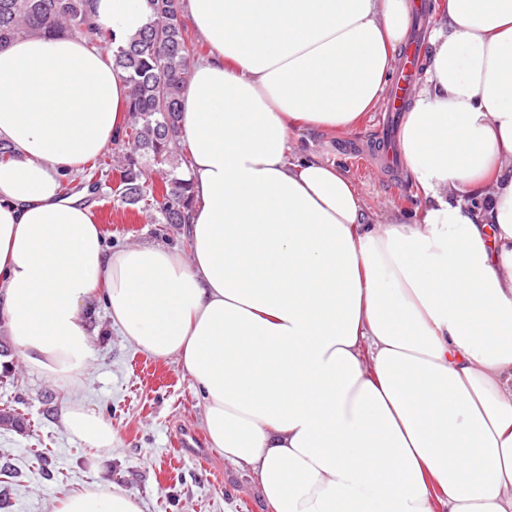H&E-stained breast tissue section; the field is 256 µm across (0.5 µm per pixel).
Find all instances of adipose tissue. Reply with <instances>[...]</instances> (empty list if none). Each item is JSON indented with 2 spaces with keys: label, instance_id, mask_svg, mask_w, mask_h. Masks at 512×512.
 Wrapping results in <instances>:
<instances>
[{
  "label": "adipose tissue",
  "instance_id": "adipose-tissue-1",
  "mask_svg": "<svg viewBox=\"0 0 512 512\" xmlns=\"http://www.w3.org/2000/svg\"><path fill=\"white\" fill-rule=\"evenodd\" d=\"M208 52L181 101L189 253L116 251L59 177L110 146L127 83L64 34L0 48V319L27 369L80 380L93 305L204 393V427L266 512H512V0H441L398 151L423 203L370 220L299 155L383 97L410 0H182ZM122 46L146 0H96ZM66 431L110 452L72 403ZM53 512H142L93 482Z\"/></svg>",
  "mask_w": 512,
  "mask_h": 512
}]
</instances>
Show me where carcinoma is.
Returning <instances> with one entry per match:
<instances>
[{
	"mask_svg": "<svg viewBox=\"0 0 512 512\" xmlns=\"http://www.w3.org/2000/svg\"><path fill=\"white\" fill-rule=\"evenodd\" d=\"M147 24L124 47L113 50V33L100 25L94 0H0V47L38 34L63 33L97 50L111 51L126 74L129 118L115 144L129 148L117 167L115 193L136 212H156L159 224L184 225L193 204L183 166L188 147L181 136L178 104L197 60L181 0H147ZM111 164L96 159L83 168L88 187Z\"/></svg>",
	"mask_w": 512,
	"mask_h": 512,
	"instance_id": "1",
	"label": "carcinoma"
}]
</instances>
